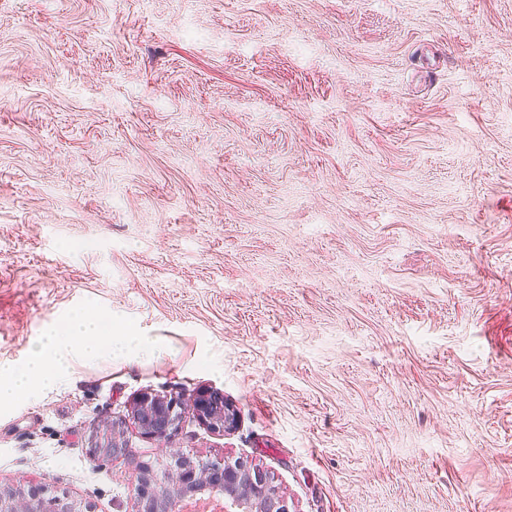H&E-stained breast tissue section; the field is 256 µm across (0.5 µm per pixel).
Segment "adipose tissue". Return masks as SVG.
I'll return each mask as SVG.
<instances>
[{
  "mask_svg": "<svg viewBox=\"0 0 512 512\" xmlns=\"http://www.w3.org/2000/svg\"><path fill=\"white\" fill-rule=\"evenodd\" d=\"M136 353L126 336L105 331L95 312L75 313L63 328H47L21 364L0 367V404L66 387L76 363L124 361Z\"/></svg>",
  "mask_w": 512,
  "mask_h": 512,
  "instance_id": "adipose-tissue-1",
  "label": "adipose tissue"
}]
</instances>
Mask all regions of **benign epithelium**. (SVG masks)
I'll return each mask as SVG.
<instances>
[{"label":"benign epithelium","instance_id":"1","mask_svg":"<svg viewBox=\"0 0 512 512\" xmlns=\"http://www.w3.org/2000/svg\"><path fill=\"white\" fill-rule=\"evenodd\" d=\"M182 409L183 403L176 398L144 393L137 401L135 420L145 437L165 441L175 432ZM190 409L215 432L231 430L237 419V413L224 403V398L210 391L196 392ZM122 451L123 445L114 436L90 449L94 458H113ZM134 472L132 493L138 512H183L185 501L207 495L222 496L231 503L233 512H292L274 471L248 457L220 456L194 462L176 453L166 468V486L157 480L155 465L150 460L136 461ZM47 496L48 490L41 486H31L26 491L0 489V512H38L37 502ZM49 504L48 512H91L90 506L65 496H56Z\"/></svg>","mask_w":512,"mask_h":512}]
</instances>
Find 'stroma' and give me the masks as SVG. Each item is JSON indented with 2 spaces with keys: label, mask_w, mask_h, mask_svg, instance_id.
Here are the masks:
<instances>
[{
  "label": "stroma",
  "mask_w": 512,
  "mask_h": 512,
  "mask_svg": "<svg viewBox=\"0 0 512 512\" xmlns=\"http://www.w3.org/2000/svg\"><path fill=\"white\" fill-rule=\"evenodd\" d=\"M84 309L152 353L0 409V487L135 512L207 389L168 447L294 512H512V0H0V365ZM190 409L211 430L227 432L234 426L237 412L224 403V398L210 391H198L190 400ZM183 407L179 399L143 393L137 401L135 420L145 437L165 441L175 432Z\"/></svg>",
  "instance_id": "1"
}]
</instances>
